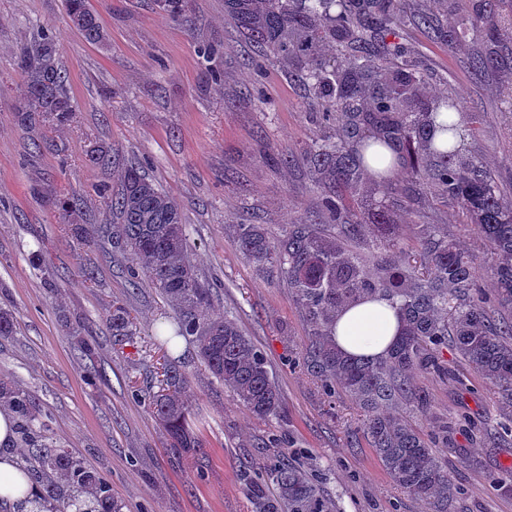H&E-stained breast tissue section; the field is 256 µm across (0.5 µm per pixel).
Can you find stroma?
Masks as SVG:
<instances>
[{"instance_id": "35a3bbf8", "label": "stroma", "mask_w": 512, "mask_h": 512, "mask_svg": "<svg viewBox=\"0 0 512 512\" xmlns=\"http://www.w3.org/2000/svg\"><path fill=\"white\" fill-rule=\"evenodd\" d=\"M89 5L105 34L98 44L73 27L64 0H0V307L16 319L15 335L0 339V376L37 399L58 444L109 483L123 512H249L237 474L275 435L291 441L344 512H428L392 483L359 434L357 406L347 398L329 402L289 366L307 341L302 310L276 267H255L234 244L240 223L264 225L273 237L298 218L317 223L316 176L302 157L313 141L335 133L338 120L313 121L311 93L289 77L287 63L269 61L259 72L249 66L256 51L224 0H188L179 20L155 0ZM404 6L400 37L423 61L430 89L482 115L483 131L466 138L465 152L492 169L503 189L512 188V105L502 96L512 54L493 68H476L484 38L451 48L417 22L425 12L458 25L471 0ZM44 27L54 36L76 115L69 125L30 133L15 114L22 84L16 57ZM35 138L41 149L33 148ZM95 146L108 150L114 166L87 161ZM288 155L294 164L285 163ZM134 163L180 203L191 259L217 288L215 312L234 319L264 353L282 394L276 418L256 419L204 367L195 346L180 342L176 354L204 440L198 457L172 455L149 406V367L160 356L155 329L175 310L149 285L130 288L125 258L92 240L109 221L99 185L116 184L117 168ZM68 193L81 201L77 221L87 239L59 222L52 198ZM423 211L428 223L447 225L460 248L477 249L478 233L460 224L456 204L432 196ZM81 257L94 262L95 280L81 273ZM47 266L63 274L59 288L45 286ZM116 301L137 322L136 335L120 342L106 322ZM77 321L98 339L92 361L109 378L95 389L85 382L92 361L71 345L68 326ZM446 357L448 377L415 378L430 394V420L409 404L400 413L424 429L463 414L474 420L478 434L448 435L453 512H512V492L502 488L512 480V445L498 448L493 440L506 418L499 388L454 352Z\"/></svg>"}]
</instances>
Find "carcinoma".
<instances>
[{"mask_svg":"<svg viewBox=\"0 0 512 512\" xmlns=\"http://www.w3.org/2000/svg\"><path fill=\"white\" fill-rule=\"evenodd\" d=\"M233 19L263 57L288 61V76L313 92L310 110L323 123L344 121L335 137L314 144L306 161L320 175L322 208L333 229L303 221L288 225L276 239L262 224L236 225L237 247L259 265L276 266L288 282L310 327L308 342L293 366L305 372L330 399L346 396L362 412V431L393 483L430 506L448 512L453 485L438 449L448 447V425L430 440L398 411L411 404L430 408L426 389L414 382L418 371L447 374L444 352L453 348L481 378L512 392V197L494 174L463 152L459 135L476 136L481 118L464 113L450 97L427 99L422 63L395 28L403 19L402 0H224ZM73 27L86 41L104 39L99 16L88 0H65ZM448 45L471 35L486 38L478 68L494 64L501 44L512 42V0H475L457 28L437 29ZM22 85L16 112L20 125L69 124L76 112L48 30L18 54ZM466 115V124L454 116ZM399 168L406 181L390 180ZM111 193L112 223L97 235L112 251L129 257V285L149 281L175 306L176 328L163 343L181 337L195 344L205 368L253 416L278 415L281 394L262 351L233 319L207 314L213 289L190 259V244L179 203L136 167L119 174ZM454 200L460 223L477 227L482 255L458 248L438 224H423L421 211L413 236L393 243L400 258L378 259L386 248L367 253L352 243L362 228L358 215L376 224L390 221L392 208L417 200L426 190ZM75 196L59 199V217L74 223ZM487 264L496 293L480 292L476 272ZM386 300L395 305L401 329L386 355L348 356L336 347V325L343 313ZM112 335L132 336L127 310L112 307ZM74 349L89 359L94 345L72 328ZM161 390L150 406L178 456L203 447L196 433L182 365L161 364ZM0 408L11 410L20 445L31 450L30 464L41 475L33 497L20 512H123L109 484L54 441L48 417L29 393L0 377ZM240 481L251 512H341L301 466L278 458L243 469Z\"/></svg>","mask_w":512,"mask_h":512,"instance_id":"carcinoma-1","label":"carcinoma"}]
</instances>
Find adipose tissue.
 Here are the masks:
<instances>
[{
    "label": "adipose tissue",
    "instance_id": "obj_1",
    "mask_svg": "<svg viewBox=\"0 0 512 512\" xmlns=\"http://www.w3.org/2000/svg\"><path fill=\"white\" fill-rule=\"evenodd\" d=\"M398 317L395 307L381 300L346 312L336 326V345L350 356L375 358L385 354L395 340ZM14 416L0 409V501L10 503L29 493L31 483L12 452Z\"/></svg>",
    "mask_w": 512,
    "mask_h": 512
}]
</instances>
